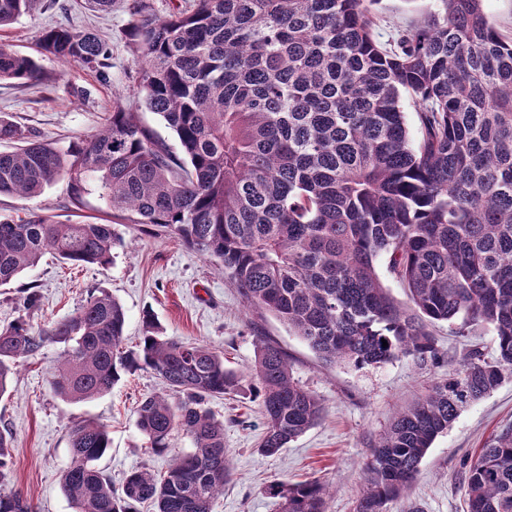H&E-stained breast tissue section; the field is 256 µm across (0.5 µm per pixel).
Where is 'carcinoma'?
Instances as JSON below:
<instances>
[{
    "label": "carcinoma",
    "instance_id": "obj_1",
    "mask_svg": "<svg viewBox=\"0 0 512 512\" xmlns=\"http://www.w3.org/2000/svg\"><path fill=\"white\" fill-rule=\"evenodd\" d=\"M43 0H0V30ZM376 0H194L164 17L133 0L129 35L145 107L178 140L172 150L123 100L100 132L59 146L0 119V194L31 198L67 181L69 205L93 189L110 223L62 222L32 212L0 218V287L50 250L64 263L108 267L123 239L114 224L165 229L215 261L251 310L267 312L325 361L377 365L399 356L439 358L431 326L489 327L497 355L473 349L460 367L399 410L371 446L354 512H386L413 484L434 440L473 402L512 376V34L487 19L483 0H435L389 43L376 33ZM107 80L108 43L55 26L37 54L0 41V80L43 81L38 56ZM414 101L410 140L403 97ZM406 290L397 302L376 262ZM136 350L124 346L126 312L105 290L71 315L34 329L22 316L0 328V395L20 361L61 347L51 386L80 403L125 373L151 370L163 391L144 398L136 425L151 452L174 433L192 448L166 475L145 464L116 491L98 466L111 448L105 425L71 428L62 489L74 512H212L233 476L216 396L254 387L271 456L325 416L322 399L295 379L288 356L259 336L252 365L170 338L149 312ZM388 346H383V343ZM12 434L0 430V512H32L8 489ZM279 512H325L317 480L266 489ZM466 512H512V427L470 460Z\"/></svg>",
    "mask_w": 512,
    "mask_h": 512
}]
</instances>
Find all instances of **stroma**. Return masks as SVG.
Returning <instances> with one entry per match:
<instances>
[{
  "label": "stroma",
  "instance_id": "1",
  "mask_svg": "<svg viewBox=\"0 0 512 512\" xmlns=\"http://www.w3.org/2000/svg\"><path fill=\"white\" fill-rule=\"evenodd\" d=\"M130 2L114 0L111 11L101 13L92 11L86 0H61L60 5L19 17L0 34L14 49L33 52L43 31L56 25L92 29L107 41L112 68L104 82L87 68L42 58L43 75L50 79V86L0 81V116L35 131L41 139L62 143L100 129L117 93L142 125L167 144L176 145L164 120L143 105L135 46L128 33ZM430 5V0H379L375 12L381 19V35H389L393 25L419 20ZM66 206V185L59 182L37 197L1 195L0 217L19 220L36 211L66 214L74 222H99L108 211L93 192L86 195L81 210L71 214ZM115 230L125 245L109 268L78 267L47 254L38 265L1 287L0 325L23 315L33 327H42L69 316L86 299L88 290L101 288L126 310V347L139 344L142 315L147 310L167 336L221 351L226 366L238 370L252 363L256 337L266 336L288 353L295 378L326 407L318 425L268 457L258 451L265 420L253 391L247 388L211 399V411L224 421V445L233 463V478L216 499L213 512H278L267 486L306 479L334 486L325 512H353L369 444L386 430L395 411L445 377L470 349L479 348L488 359L497 353L491 329L463 334L458 326L440 323L434 328L439 361L402 356L362 367L329 364L274 316L246 310L223 271L175 236L146 224H119ZM31 287L39 294V305L26 312L20 301ZM58 356V347L50 345L26 358L13 376L10 393L0 397V429H9L14 436L9 486L30 502L33 512H72L61 476L69 459L70 428L78 421L93 419L107 426L112 446L99 466L116 486L126 472L143 464L155 473H165L174 458L188 452L190 440L178 434L167 453H149L136 427L141 400L163 389L153 371L125 376L111 392L94 400L67 403L54 395L49 384ZM511 424L512 378L468 406L435 439L406 497L389 503L387 512H402L410 502L424 512H464L463 481L471 455L493 432Z\"/></svg>",
  "mask_w": 512,
  "mask_h": 512
}]
</instances>
